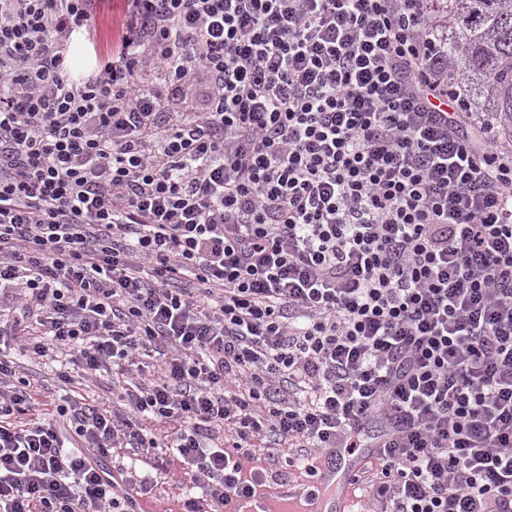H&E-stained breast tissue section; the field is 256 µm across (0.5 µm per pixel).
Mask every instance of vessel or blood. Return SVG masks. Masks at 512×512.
Wrapping results in <instances>:
<instances>
[{
  "instance_id": "b4317fda",
  "label": "vessel or blood",
  "mask_w": 512,
  "mask_h": 512,
  "mask_svg": "<svg viewBox=\"0 0 512 512\" xmlns=\"http://www.w3.org/2000/svg\"><path fill=\"white\" fill-rule=\"evenodd\" d=\"M368 454L365 448L354 452L339 448L328 455L321 478L323 490L312 498L309 512H347L351 482Z\"/></svg>"
}]
</instances>
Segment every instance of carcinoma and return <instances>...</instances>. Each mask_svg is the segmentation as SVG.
<instances>
[{
	"label": "carcinoma",
	"mask_w": 512,
	"mask_h": 512,
	"mask_svg": "<svg viewBox=\"0 0 512 512\" xmlns=\"http://www.w3.org/2000/svg\"><path fill=\"white\" fill-rule=\"evenodd\" d=\"M455 20L448 37V78L467 87L512 141V4L506 0H439Z\"/></svg>",
	"instance_id": "1"
}]
</instances>
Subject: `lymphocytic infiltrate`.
<instances>
[{
    "mask_svg": "<svg viewBox=\"0 0 512 512\" xmlns=\"http://www.w3.org/2000/svg\"><path fill=\"white\" fill-rule=\"evenodd\" d=\"M101 3L0 0V347L173 355L112 410L0 358V512H124L115 448L233 512L255 445L372 440L376 512H512V144L431 0H120L104 54Z\"/></svg>",
    "mask_w": 512,
    "mask_h": 512,
    "instance_id": "1",
    "label": "lymphocytic infiltrate"
}]
</instances>
